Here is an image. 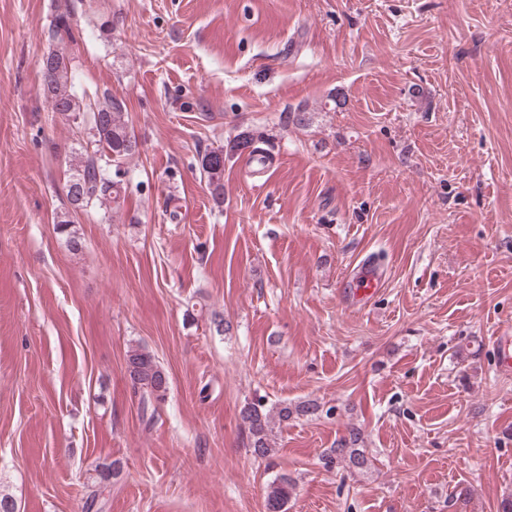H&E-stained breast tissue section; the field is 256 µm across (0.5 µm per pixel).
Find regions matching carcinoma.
<instances>
[{
	"mask_svg": "<svg viewBox=\"0 0 512 512\" xmlns=\"http://www.w3.org/2000/svg\"><path fill=\"white\" fill-rule=\"evenodd\" d=\"M70 11L57 14L51 35L63 43V36L70 35ZM40 69L44 90L52 104V110L66 117L90 110L92 115V149L74 154L70 160V175L67 185L82 190L83 201L80 209L85 211L104 206L120 198L122 163L138 152L135 136L124 119L121 104L110 97L104 100L87 101L88 94L77 96L68 88L71 61L59 47L43 57ZM260 136L250 133L239 135L232 144L235 150H247L256 155L264 152L257 146ZM200 168L207 177V184L216 203L224 202V147L206 151L200 158ZM127 369L135 392L140 394L143 411L164 400L168 379L154 355L142 347L133 348L127 354ZM320 405L315 400L291 406L280 403L272 408L264 404L248 403L241 410V418L247 429L249 445L256 457L266 458L272 451L271 433L273 420L286 422L295 416L315 415ZM358 437L350 434L337 442L327 454L329 461L346 464L352 471H362L369 465L364 450L356 447ZM292 484L282 476L272 483L265 500L266 512H287L286 505L291 497Z\"/></svg>",
	"mask_w": 512,
	"mask_h": 512,
	"instance_id": "carcinoma-1",
	"label": "carcinoma"
}]
</instances>
